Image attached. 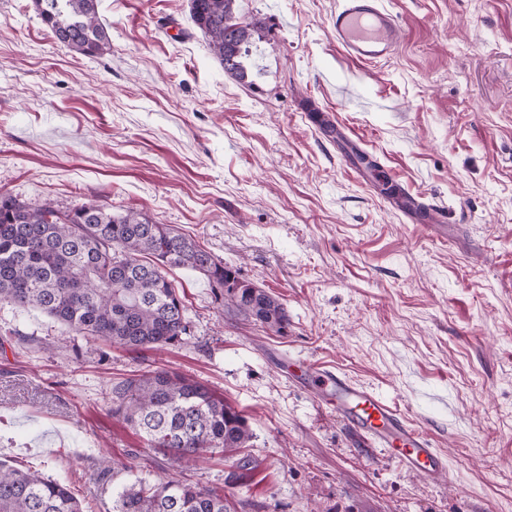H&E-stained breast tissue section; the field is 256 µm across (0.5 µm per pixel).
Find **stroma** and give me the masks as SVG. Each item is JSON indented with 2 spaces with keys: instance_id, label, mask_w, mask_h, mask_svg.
Here are the masks:
<instances>
[{
  "instance_id": "35a3bbf8",
  "label": "stroma",
  "mask_w": 512,
  "mask_h": 512,
  "mask_svg": "<svg viewBox=\"0 0 512 512\" xmlns=\"http://www.w3.org/2000/svg\"><path fill=\"white\" fill-rule=\"evenodd\" d=\"M338 0H239L266 27L252 85L226 75L189 0H99L107 50L57 43L34 0H0V193L95 201L167 224L277 295L278 334L173 268L181 344L129 353L0 305V460L66 481L91 512L162 453L111 416V386L166 366L246 417L256 467L191 480L264 512H512V0H383L396 51L361 63L329 33ZM314 102L342 130L308 121ZM362 150L372 168L354 163ZM446 208L448 239L408 223L382 179ZM371 387L448 461L436 483L349 435L289 357ZM134 454L111 476L105 462Z\"/></svg>"
}]
</instances>
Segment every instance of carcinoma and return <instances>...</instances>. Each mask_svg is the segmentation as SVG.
Wrapping results in <instances>:
<instances>
[{
  "mask_svg": "<svg viewBox=\"0 0 512 512\" xmlns=\"http://www.w3.org/2000/svg\"><path fill=\"white\" fill-rule=\"evenodd\" d=\"M98 2L35 5L60 44L96 57L109 43ZM189 13L224 73L249 82L246 59L262 22L237 16L236 0H189ZM168 268L203 274L220 306L271 331L288 329V310L278 296L167 224L136 211L116 215L94 202L61 211L0 194V304L37 309L77 336L102 338L129 352L175 346L188 331L187 307ZM112 416L187 468L220 454L230 462L228 482L240 485L254 469L242 454L253 437L244 415L182 372L146 367L113 383ZM250 505L185 478L138 477L122 486L112 512H246ZM0 512L86 510L65 483L0 462Z\"/></svg>",
  "mask_w": 512,
  "mask_h": 512,
  "instance_id": "cac0c4a2",
  "label": "carcinoma"
}]
</instances>
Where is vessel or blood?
<instances>
[{"label":"vessel or blood","instance_id":"obj_1","mask_svg":"<svg viewBox=\"0 0 512 512\" xmlns=\"http://www.w3.org/2000/svg\"><path fill=\"white\" fill-rule=\"evenodd\" d=\"M397 25L382 0H339L330 21V33L345 54L371 63L389 56L397 47ZM394 203L414 224L444 226L446 214L400 191ZM299 378L310 384L323 407L332 409L347 428L391 449L399 465L433 483L446 472L445 455L427 436L373 389L350 380L335 368L300 357Z\"/></svg>","mask_w":512,"mask_h":512}]
</instances>
